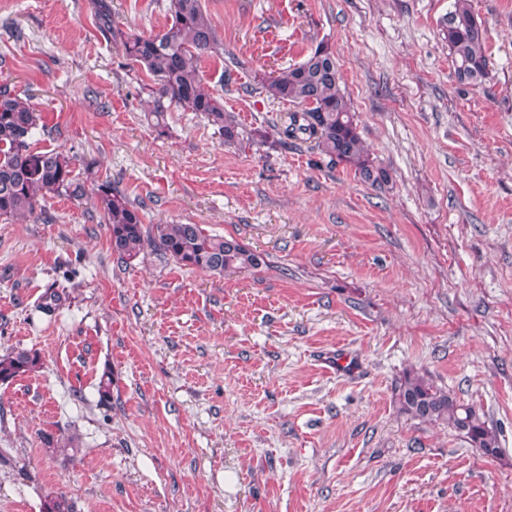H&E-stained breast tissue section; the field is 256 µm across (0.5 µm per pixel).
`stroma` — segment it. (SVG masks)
Segmentation results:
<instances>
[{
	"mask_svg": "<svg viewBox=\"0 0 512 512\" xmlns=\"http://www.w3.org/2000/svg\"><path fill=\"white\" fill-rule=\"evenodd\" d=\"M107 2L126 35L172 22L169 0ZM451 5L201 0L221 41L202 85L246 128L288 111L257 76L332 47L378 188L308 142L226 145L175 106L158 136L151 78L93 0H0V84L40 113L35 149L111 181L146 227L265 260L123 263L92 194L0 219V355L41 360L0 383V512H512V0H472L489 76L465 90ZM409 372L483 414L499 456L401 413Z\"/></svg>",
	"mask_w": 512,
	"mask_h": 512,
	"instance_id": "obj_1",
	"label": "stroma"
}]
</instances>
